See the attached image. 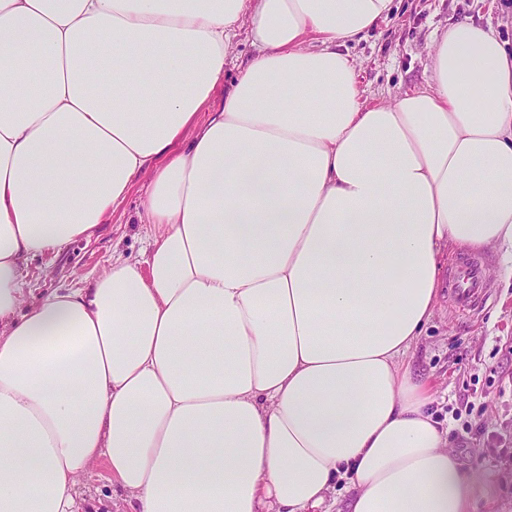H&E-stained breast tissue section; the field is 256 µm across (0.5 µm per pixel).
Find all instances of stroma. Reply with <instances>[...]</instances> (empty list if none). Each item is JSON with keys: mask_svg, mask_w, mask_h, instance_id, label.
<instances>
[{"mask_svg": "<svg viewBox=\"0 0 512 512\" xmlns=\"http://www.w3.org/2000/svg\"><path fill=\"white\" fill-rule=\"evenodd\" d=\"M459 21L492 26L512 42V0H397L387 20L349 46L363 100L388 103L425 84L429 44ZM148 183V176L138 178L91 239L28 260L27 304L97 277L113 253L139 260L146 227L136 211ZM504 256L501 249L481 253L493 298L478 315L456 312L440 291L435 315L409 356L416 374L433 384L432 409L447 422L448 445L476 482L474 512H512V277L503 271Z\"/></svg>", "mask_w": 512, "mask_h": 512, "instance_id": "obj_1", "label": "stroma"}]
</instances>
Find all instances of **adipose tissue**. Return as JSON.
I'll list each match as a JSON object with an SVG mask.
<instances>
[{"instance_id": "ef3b65f1", "label": "adipose tissue", "mask_w": 512, "mask_h": 512, "mask_svg": "<svg viewBox=\"0 0 512 512\" xmlns=\"http://www.w3.org/2000/svg\"><path fill=\"white\" fill-rule=\"evenodd\" d=\"M394 0H0V512H471L408 357L449 253L512 257V51L469 21L366 104ZM254 54L199 112L233 38ZM189 147L174 145L186 130ZM141 262L23 308L142 174ZM79 485V495L85 497L89 504L102 508L100 511H131L130 506L122 501L120 492L113 488L112 493V484L107 480L103 468L82 479Z\"/></svg>"}]
</instances>
